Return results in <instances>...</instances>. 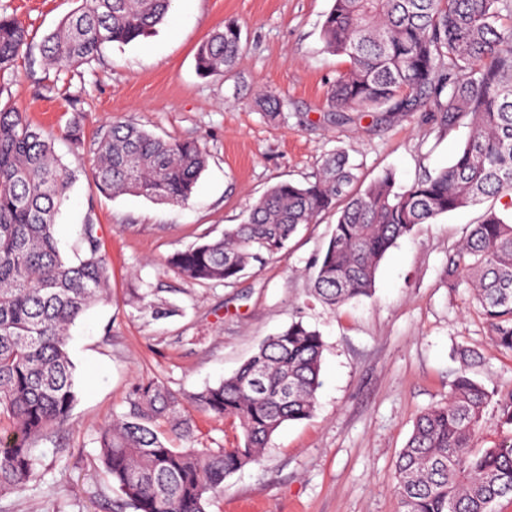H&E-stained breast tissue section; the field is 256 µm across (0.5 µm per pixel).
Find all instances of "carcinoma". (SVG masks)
<instances>
[{"label": "carcinoma", "mask_w": 512, "mask_h": 512, "mask_svg": "<svg viewBox=\"0 0 512 512\" xmlns=\"http://www.w3.org/2000/svg\"><path fill=\"white\" fill-rule=\"evenodd\" d=\"M172 0H83L41 46L47 65L90 64L106 43L128 45L160 25ZM325 48L348 58L331 105L386 113L438 112L449 132L469 135L448 166L395 190L386 170L364 189L342 153L327 155L314 180L272 186L224 237L173 253L183 280L235 283L254 263L288 248L298 229L337 210L329 243L312 266V296L330 309L374 291L381 261L419 224L489 198L512 197V0H334L321 28ZM28 44V32L0 12V71ZM241 52V31L227 22L197 47L202 76L224 73ZM271 121L281 116L273 90L257 92ZM62 137L84 153L82 117ZM56 138L22 112L0 108V495L25 490L39 475L37 442L66 424L77 402L67 345L76 320L108 298V259L98 227L81 225V256L62 257L58 218L78 171L55 150ZM195 140L158 136L115 122L93 148L90 179L104 195L185 203L206 169ZM448 279L472 286L496 343L512 352V212L485 211L453 257ZM152 319L167 302L139 296ZM321 334L303 321L268 337L231 376L193 397L202 410L242 429L233 448H174L167 434L193 442L177 416L178 397L159 380H138L124 412L97 438V461L119 490L117 512H208L224 480L260 458L287 422L312 417L321 386ZM464 365L448 399L421 412L395 466L402 512H495L512 500V389L490 391ZM498 408L502 434L476 449L486 409Z\"/></svg>", "instance_id": "carcinoma-1"}]
</instances>
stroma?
Listing matches in <instances>:
<instances>
[{
    "label": "stroma",
    "mask_w": 512,
    "mask_h": 512,
    "mask_svg": "<svg viewBox=\"0 0 512 512\" xmlns=\"http://www.w3.org/2000/svg\"><path fill=\"white\" fill-rule=\"evenodd\" d=\"M82 0H0L29 31L14 67L0 72V108L12 107L61 135L83 114L87 145L112 122L162 137L198 139L208 165L186 204L97 192L79 175L58 232L65 256L85 219L99 226L111 268L110 298L91 306L71 330L78 400L55 437L38 442L45 465L0 512H112L95 438L126 408L136 379L175 392L195 447L230 448L242 430L192 401L232 375L269 336L296 319L324 341L321 386L310 419L286 423L258 462L227 478L210 512H399L394 470L420 412L446 401L462 353L478 354L471 376L490 390L512 388V352L494 341L466 281L449 286L445 269L484 205L421 224L398 240L376 274L372 296L331 310L310 296L311 263L337 216L303 226L287 251L249 268L234 284H194L166 267L174 252L223 236L282 181L306 182L323 157L344 151L358 187L384 170L407 187L446 167L468 130L440 132L419 113L355 112L333 120L331 88L348 59L328 52L321 26L333 0H173L165 21L137 42L106 45L97 62L59 72L42 40ZM241 28L234 67L200 76L198 45L225 22ZM269 87L285 100L284 118L267 120L255 103ZM175 302L178 316L153 320L133 289Z\"/></svg>",
    "instance_id": "stroma-1"
}]
</instances>
